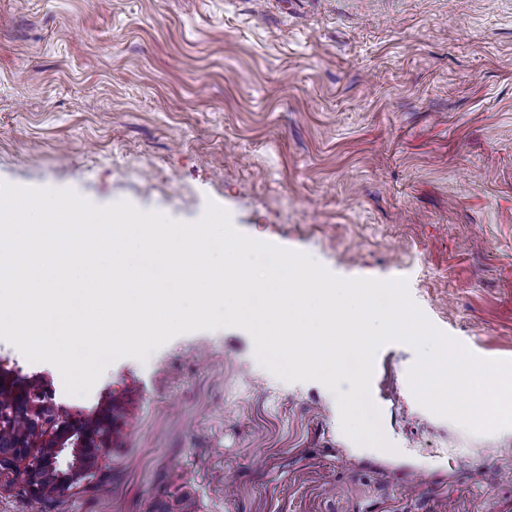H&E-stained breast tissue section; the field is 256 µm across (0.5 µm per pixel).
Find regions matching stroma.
Wrapping results in <instances>:
<instances>
[{
    "label": "stroma",
    "instance_id": "stroma-1",
    "mask_svg": "<svg viewBox=\"0 0 512 512\" xmlns=\"http://www.w3.org/2000/svg\"><path fill=\"white\" fill-rule=\"evenodd\" d=\"M0 183L240 233L512 361V0H0ZM405 342L374 356L393 451L238 328L112 362L88 396L0 340L72 415L115 414L71 489L0 478V512H512V438L436 416Z\"/></svg>",
    "mask_w": 512,
    "mask_h": 512
}]
</instances>
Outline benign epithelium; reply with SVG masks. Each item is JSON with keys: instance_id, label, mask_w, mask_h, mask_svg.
Masks as SVG:
<instances>
[{"instance_id": "1", "label": "benign epithelium", "mask_w": 512, "mask_h": 512, "mask_svg": "<svg viewBox=\"0 0 512 512\" xmlns=\"http://www.w3.org/2000/svg\"><path fill=\"white\" fill-rule=\"evenodd\" d=\"M111 428L106 415L87 421L0 366V477L13 474L46 496L82 481L98 461Z\"/></svg>"}]
</instances>
